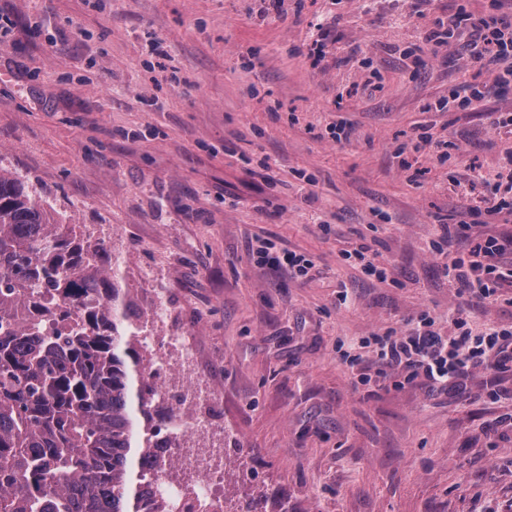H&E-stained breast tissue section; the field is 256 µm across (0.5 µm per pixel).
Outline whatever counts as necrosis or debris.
I'll use <instances>...</instances> for the list:
<instances>
[{
    "label": "necrosis or debris",
    "instance_id": "1",
    "mask_svg": "<svg viewBox=\"0 0 512 512\" xmlns=\"http://www.w3.org/2000/svg\"><path fill=\"white\" fill-rule=\"evenodd\" d=\"M142 280L152 298L140 337L150 380L163 396L185 393L194 404L193 415L174 418L167 426L173 470L160 473L151 491L176 501L183 512H224V425L217 419L220 403L196 371L194 338L169 325L168 309L155 287L157 273H144Z\"/></svg>",
    "mask_w": 512,
    "mask_h": 512
}]
</instances>
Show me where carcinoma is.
Segmentation results:
<instances>
[{
    "label": "carcinoma",
    "mask_w": 512,
    "mask_h": 512,
    "mask_svg": "<svg viewBox=\"0 0 512 512\" xmlns=\"http://www.w3.org/2000/svg\"><path fill=\"white\" fill-rule=\"evenodd\" d=\"M120 259L0 168V512H140L186 400L146 375ZM224 512H290L245 493Z\"/></svg>",
    "instance_id": "carcinoma-1"
}]
</instances>
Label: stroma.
I'll list each match as a JSON object with an SVG mask.
<instances>
[{
  "mask_svg": "<svg viewBox=\"0 0 512 512\" xmlns=\"http://www.w3.org/2000/svg\"><path fill=\"white\" fill-rule=\"evenodd\" d=\"M461 10L489 2L0 0V167L163 270L225 447L291 512H512L511 373L434 391L348 362L425 312L443 333L452 310L512 329V291L480 302L444 273L468 240L512 234L443 232L480 203L468 168L493 180L512 154L489 118L512 85L475 64L471 30L426 39ZM464 83L485 97L449 109ZM260 239L313 269L258 265ZM363 243L387 280L352 257Z\"/></svg>",
  "mask_w": 512,
  "mask_h": 512,
  "instance_id": "stroma-1",
  "label": "stroma"
}]
</instances>
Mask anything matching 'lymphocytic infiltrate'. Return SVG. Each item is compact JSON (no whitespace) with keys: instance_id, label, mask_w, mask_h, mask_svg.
Listing matches in <instances>:
<instances>
[{"instance_id":"1","label":"lymphocytic infiltrate","mask_w":512,"mask_h":512,"mask_svg":"<svg viewBox=\"0 0 512 512\" xmlns=\"http://www.w3.org/2000/svg\"><path fill=\"white\" fill-rule=\"evenodd\" d=\"M461 26L472 27L477 34L472 48L477 60L489 68H506L505 62L512 56V14L494 9L475 18L462 12L449 19L447 28H434L426 38H450L453 29ZM506 70L512 77V68ZM468 182L482 187L488 203L486 215L512 216V158L507 161L505 175L497 181L485 179L474 167ZM445 271L460 292L479 300L494 296L502 282L512 280V237L477 240L466 256L453 258ZM448 325L446 335L419 324L405 335L384 337L374 363L376 373L384 377L397 369L409 381L422 376L431 383L449 385L470 370L512 372V335L493 329L479 337L470 336L464 331L465 319L457 311L449 313Z\"/></svg>"}]
</instances>
